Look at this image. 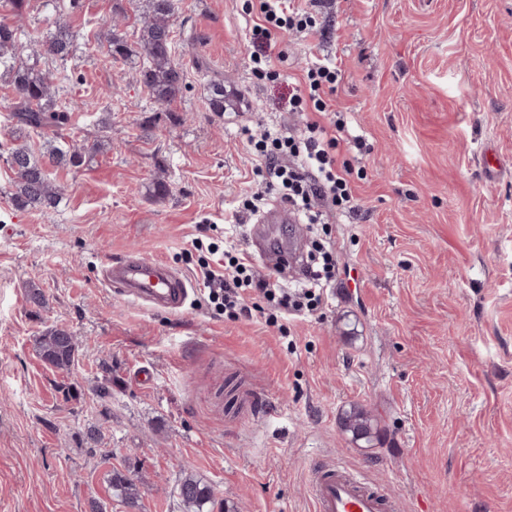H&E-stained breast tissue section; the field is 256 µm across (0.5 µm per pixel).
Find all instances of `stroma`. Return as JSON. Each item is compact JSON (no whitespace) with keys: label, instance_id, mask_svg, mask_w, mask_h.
Returning a JSON list of instances; mask_svg holds the SVG:
<instances>
[{"label":"stroma","instance_id":"obj_1","mask_svg":"<svg viewBox=\"0 0 512 512\" xmlns=\"http://www.w3.org/2000/svg\"><path fill=\"white\" fill-rule=\"evenodd\" d=\"M118 2L83 0L69 17L80 37L64 134L102 150L55 171L63 199L48 210L12 206L0 161V512H89L93 500L125 512L108 477L128 466L142 512H180L186 465L213 486L215 512H312L308 469L327 459L383 486L399 512H512V0H319L316 34L268 40L271 61L288 59L275 82L252 74L245 0H180L173 52L189 88L169 104L139 83V59L108 58L111 27L131 42L140 28ZM52 20L28 0L19 58ZM316 59L340 66L330 109L371 149L346 154L364 171L361 210L329 226L339 272L323 314L283 334L216 315L191 242L212 224L261 263L255 216L224 224L254 185L244 130L301 127L288 96ZM214 79L241 92L240 111H210ZM129 252L187 279L180 310L105 288L104 264ZM56 325L78 345L67 372L34 350ZM254 393L271 415L251 410ZM352 403L379 423L373 447L340 426Z\"/></svg>","mask_w":512,"mask_h":512}]
</instances>
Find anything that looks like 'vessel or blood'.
I'll list each match as a JSON object with an SVG mask.
<instances>
[{
    "label": "vessel or blood",
    "instance_id": "vessel-or-blood-1",
    "mask_svg": "<svg viewBox=\"0 0 512 512\" xmlns=\"http://www.w3.org/2000/svg\"><path fill=\"white\" fill-rule=\"evenodd\" d=\"M104 278L115 292L165 309L181 308L188 296L187 282L167 265L131 253L108 263ZM308 488L314 512H391L393 508L385 489L332 460L312 470Z\"/></svg>",
    "mask_w": 512,
    "mask_h": 512
}]
</instances>
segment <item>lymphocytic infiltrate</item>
<instances>
[{
    "mask_svg": "<svg viewBox=\"0 0 512 512\" xmlns=\"http://www.w3.org/2000/svg\"><path fill=\"white\" fill-rule=\"evenodd\" d=\"M259 21L251 30L254 44L267 42L272 30L310 34L316 29L313 13L300 0H254ZM340 71L330 62L315 61L305 70L303 88L290 101L292 111L306 117L296 134L271 129L249 134L257 178L256 190L245 193L234 205L231 216L258 213L268 191L297 212L307 225L328 224L335 211L358 210L354 190L355 170L340 161L341 148H361V136L350 134L343 119L328 120L327 96L334 92ZM201 251L199 271L208 299L218 314L236 320L258 312L266 323L312 316L325 305L326 289L336 280L337 259L330 242L315 239L313 251L300 272L304 285L283 288L281 270L257 268L249 255L235 246L219 247L216 242L195 238Z\"/></svg>",
    "mask_w": 512,
    "mask_h": 512,
    "instance_id": "f902f5d3",
    "label": "lymphocytic infiltrate"
}]
</instances>
